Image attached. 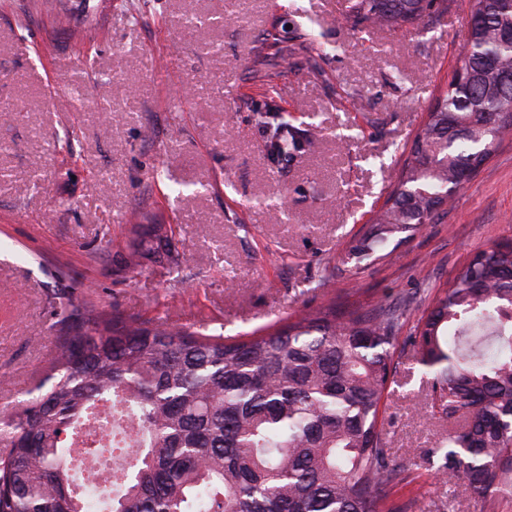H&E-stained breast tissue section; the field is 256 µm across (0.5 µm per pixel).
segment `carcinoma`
Instances as JSON below:
<instances>
[{
    "label": "carcinoma",
    "mask_w": 512,
    "mask_h": 512,
    "mask_svg": "<svg viewBox=\"0 0 512 512\" xmlns=\"http://www.w3.org/2000/svg\"><path fill=\"white\" fill-rule=\"evenodd\" d=\"M434 0H345L354 25L408 28ZM461 54L466 73L429 110L355 258L382 260L391 241L438 217L459 177L512 129V0H474ZM275 34L251 61L307 53ZM270 153L291 158L301 130L279 123ZM414 299L372 310L329 305L245 339L118 320L72 298L51 311L60 336L42 382L0 429V512H83L95 462L101 512H401L389 504L410 475L390 465L379 403ZM412 343L431 400L458 426L433 454L495 512L512 477V244L470 257L434 298ZM498 357L491 360L487 350Z\"/></svg>",
    "instance_id": "cac0c4a2"
}]
</instances>
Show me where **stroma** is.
<instances>
[{"instance_id":"35a3bbf8","label":"stroma","mask_w":512,"mask_h":512,"mask_svg":"<svg viewBox=\"0 0 512 512\" xmlns=\"http://www.w3.org/2000/svg\"><path fill=\"white\" fill-rule=\"evenodd\" d=\"M41 2L0 0V422L42 378L57 334L47 303L65 289L117 317L237 338L332 303L435 296L474 251L512 241L511 131L434 223L386 259L348 258L452 78L474 0H437L408 32L355 28L342 0H140L133 14L128 0H58L54 19ZM189 17L203 21L190 33ZM273 29L319 49L266 86L249 61ZM276 115L312 142L289 161L267 147ZM156 234L179 267L132 262ZM337 265L344 277L327 280ZM395 366L379 428L415 475L396 502L485 512L425 462L452 427L421 407L407 335Z\"/></svg>"}]
</instances>
